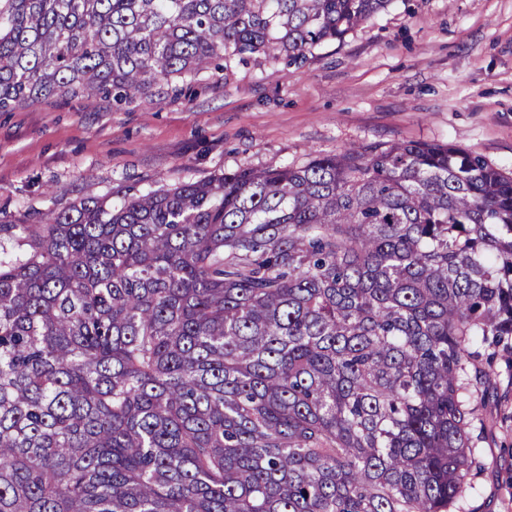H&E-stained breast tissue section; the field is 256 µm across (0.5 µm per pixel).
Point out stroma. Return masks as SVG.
Listing matches in <instances>:
<instances>
[{
	"label": "stroma",
	"mask_w": 512,
	"mask_h": 512,
	"mask_svg": "<svg viewBox=\"0 0 512 512\" xmlns=\"http://www.w3.org/2000/svg\"><path fill=\"white\" fill-rule=\"evenodd\" d=\"M397 140L452 143L512 172V0H391L300 65L259 57L120 111L76 97L0 112V220ZM494 370L464 512H512V353Z\"/></svg>",
	"instance_id": "obj_1"
}]
</instances>
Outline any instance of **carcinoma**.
I'll return each mask as SVG.
<instances>
[{
  "instance_id": "carcinoma-1",
  "label": "carcinoma",
  "mask_w": 512,
  "mask_h": 512,
  "mask_svg": "<svg viewBox=\"0 0 512 512\" xmlns=\"http://www.w3.org/2000/svg\"><path fill=\"white\" fill-rule=\"evenodd\" d=\"M391 0H0V112L307 59ZM0 512H462L512 173L398 140L0 224Z\"/></svg>"
}]
</instances>
